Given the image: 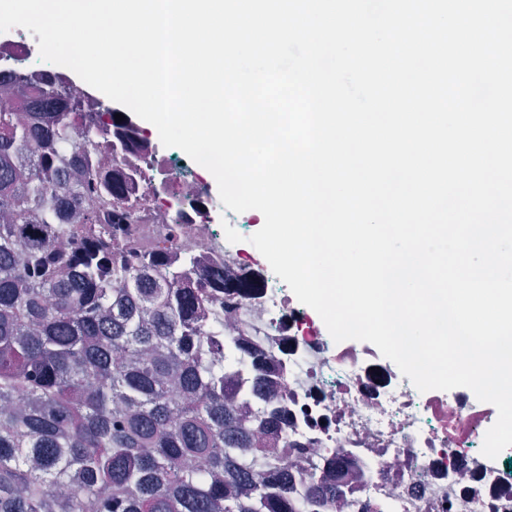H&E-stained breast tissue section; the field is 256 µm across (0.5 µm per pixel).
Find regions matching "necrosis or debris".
<instances>
[{"label":"necrosis or debris","instance_id":"1","mask_svg":"<svg viewBox=\"0 0 512 512\" xmlns=\"http://www.w3.org/2000/svg\"><path fill=\"white\" fill-rule=\"evenodd\" d=\"M0 72L9 82L36 88L46 76L65 81L66 67L42 64L39 46L27 30L0 41ZM105 168L128 178L125 196L139 219L128 236L137 249H153L168 225L180 228L173 250L201 271L221 269L237 277L245 269L236 244L223 240L201 214L190 208L157 215L153 200L170 182L180 196L210 205L202 187L187 176H174L157 142L147 148L113 153L111 136L97 143ZM224 320L225 335L263 358L264 392L285 402L288 415L270 442L285 465L303 471L304 460L359 450L353 490L336 512H362L365 503L392 505L394 512H512V493L459 497V482L433 474L429 462L436 451L452 449L460 436L483 439L487 429L468 400L455 397L435 403L380 364L372 350L329 351L306 327L299 311L287 309L271 281L247 298L216 294L203 310Z\"/></svg>","mask_w":512,"mask_h":512}]
</instances>
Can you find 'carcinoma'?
<instances>
[{"instance_id":"1","label":"carcinoma","mask_w":512,"mask_h":512,"mask_svg":"<svg viewBox=\"0 0 512 512\" xmlns=\"http://www.w3.org/2000/svg\"><path fill=\"white\" fill-rule=\"evenodd\" d=\"M82 103L53 80L0 94V512H333L352 457L283 473L264 436L285 410L241 413L232 379L259 362L200 316L262 274L176 261L174 225L135 249L126 178L95 150L135 123Z\"/></svg>"}]
</instances>
